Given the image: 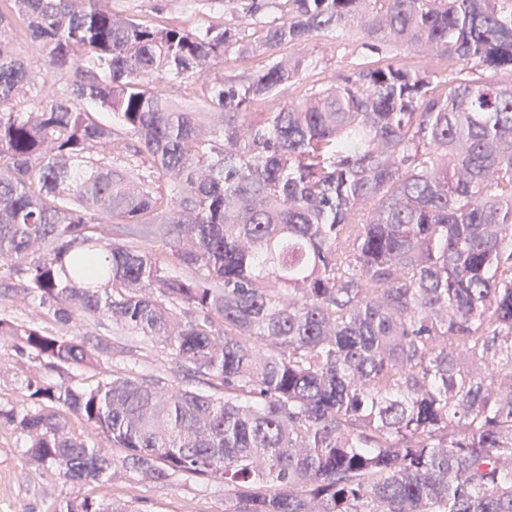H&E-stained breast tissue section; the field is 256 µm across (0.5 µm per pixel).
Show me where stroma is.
<instances>
[{"label": "stroma", "instance_id": "obj_1", "mask_svg": "<svg viewBox=\"0 0 512 512\" xmlns=\"http://www.w3.org/2000/svg\"><path fill=\"white\" fill-rule=\"evenodd\" d=\"M111 7L116 13L153 24L197 28L237 23L231 12L208 8L201 0H112ZM362 42V36L355 32L339 29L315 36L303 46L281 48V55L308 58L309 67L287 91L256 104V111H275L289 100L302 99L311 90L333 85L338 77L375 62L407 61L438 81L451 76L440 52L390 47L376 54L364 49ZM83 331L90 339L113 342V360L130 358L145 371L173 374L174 362L167 349L138 336L109 332L94 323L84 326ZM42 371L40 361L19 360L0 345V404L21 406L24 380ZM25 450L24 436L0 429V512H57L63 499L80 495V487L66 482L58 471L29 464ZM89 494L129 502L135 512H224V485L218 480L183 476L165 483L142 482L119 467L107 483L90 489Z\"/></svg>", "mask_w": 512, "mask_h": 512}]
</instances>
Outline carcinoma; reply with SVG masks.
<instances>
[{"label":"carcinoma","mask_w":512,"mask_h":512,"mask_svg":"<svg viewBox=\"0 0 512 512\" xmlns=\"http://www.w3.org/2000/svg\"><path fill=\"white\" fill-rule=\"evenodd\" d=\"M111 2L0 10L5 289L160 345L205 388L128 367L58 383L107 345L1 312L0 341L46 373L0 427L81 487L111 478L110 448L140 480H220L224 512H512V0H283L269 25L278 0H212L261 27L254 44ZM11 15L45 68L10 51ZM346 26L461 69L441 90L389 63L247 111L307 67L278 49ZM231 50L273 60L210 76ZM197 75L200 105L152 86ZM58 512L133 510L84 497Z\"/></svg>","instance_id":"carcinoma-1"}]
</instances>
